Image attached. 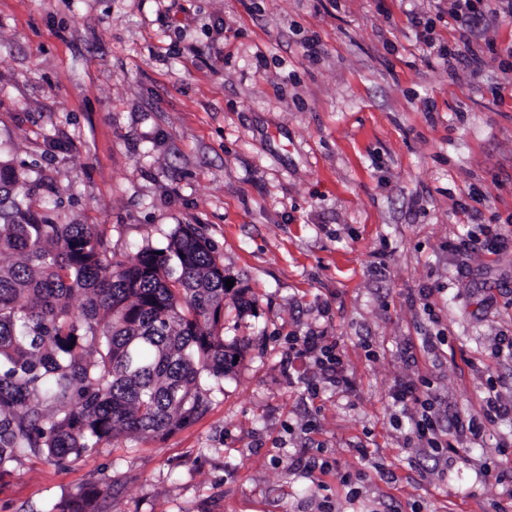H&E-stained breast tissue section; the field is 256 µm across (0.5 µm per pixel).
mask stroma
<instances>
[{
	"mask_svg": "<svg viewBox=\"0 0 512 512\" xmlns=\"http://www.w3.org/2000/svg\"><path fill=\"white\" fill-rule=\"evenodd\" d=\"M458 38L448 0H0V156L42 159L72 199L61 222L105 225L124 256L194 225L234 282L224 340L241 351L208 378L207 412L167 436L14 462L0 512H47L96 470L118 484L103 512L505 503L512 418L487 422L483 399L490 376L512 394V360L487 358L512 335V252L457 245L480 224L512 240V22L472 32L475 71L439 58ZM441 326L447 346L424 353ZM310 328L337 342L349 391L310 398L313 369L284 368ZM409 350L483 428L444 466L389 423ZM316 454L334 465L317 484L302 467Z\"/></svg>",
	"mask_w": 512,
	"mask_h": 512,
	"instance_id": "stroma-1",
	"label": "stroma"
}]
</instances>
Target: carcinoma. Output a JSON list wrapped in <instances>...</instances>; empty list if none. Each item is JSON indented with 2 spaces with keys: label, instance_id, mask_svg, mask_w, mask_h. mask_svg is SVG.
Returning <instances> with one entry per match:
<instances>
[{
  "label": "carcinoma",
  "instance_id": "carcinoma-1",
  "mask_svg": "<svg viewBox=\"0 0 512 512\" xmlns=\"http://www.w3.org/2000/svg\"><path fill=\"white\" fill-rule=\"evenodd\" d=\"M61 193L0 159V472L25 454L62 463L121 435H165L202 415L240 355L224 344V267L199 231L178 226L130 261L101 224H61ZM82 300L81 311L71 301ZM89 490L55 505L88 512Z\"/></svg>",
  "mask_w": 512,
  "mask_h": 512
}]
</instances>
